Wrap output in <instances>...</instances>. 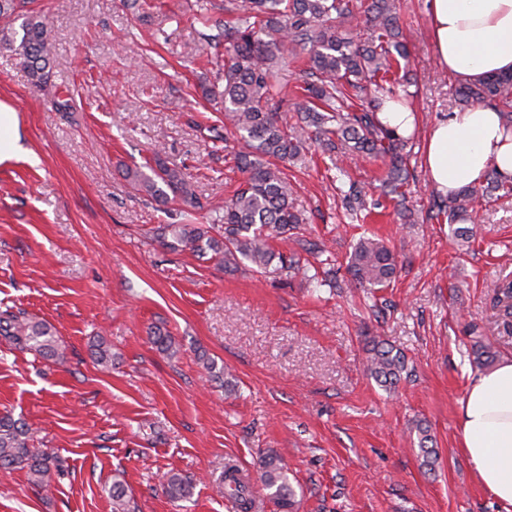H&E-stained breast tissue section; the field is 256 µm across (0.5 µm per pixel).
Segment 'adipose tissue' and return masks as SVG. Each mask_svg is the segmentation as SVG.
Wrapping results in <instances>:
<instances>
[{
	"mask_svg": "<svg viewBox=\"0 0 512 512\" xmlns=\"http://www.w3.org/2000/svg\"><path fill=\"white\" fill-rule=\"evenodd\" d=\"M429 38L437 65L461 82L512 73V0H430ZM501 123L496 110L481 105L436 123L423 159L430 185L446 195L493 170L512 177V138ZM460 448L502 512H512V356L471 376Z\"/></svg>",
	"mask_w": 512,
	"mask_h": 512,
	"instance_id": "1",
	"label": "adipose tissue"
}]
</instances>
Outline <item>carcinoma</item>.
Returning <instances> with one entry per match:
<instances>
[{"instance_id":"1","label":"carcinoma","mask_w":512,"mask_h":512,"mask_svg":"<svg viewBox=\"0 0 512 512\" xmlns=\"http://www.w3.org/2000/svg\"><path fill=\"white\" fill-rule=\"evenodd\" d=\"M28 0H0V51H10L26 69L38 90L50 84L51 61L55 53L52 23L47 15L24 11ZM238 17L218 35L205 36L203 52L224 46L223 84L202 88L207 97L224 102V125L233 129L234 160L244 174L232 197L224 202V213L217 223L224 235L217 239L197 224H161L155 240L171 252L190 251L211 255L226 269L242 265L260 274L281 276L288 272L308 273L314 265L300 254L275 250L272 241L286 239L305 223L293 205V185L285 163L298 157L304 140L297 128L288 124V99L273 94L274 64L306 54L304 103L294 104L297 123L310 129L309 139L324 153L343 156L372 155L389 159L383 183L396 206L405 207L400 188L408 180L407 163L411 138L390 135L377 113L382 98L373 96L354 107L353 98L383 88L393 63L406 61L409 52L402 40L397 0H236ZM362 15L371 31L359 41L346 24ZM23 16L20 30L12 21ZM460 107L485 105L503 116L512 130V74L486 77L464 83L455 89ZM126 178L132 187L163 202H176L186 210L202 208L194 184L178 167H171L156 154L143 167L129 168ZM512 190V179L490 171L480 186H465L445 199L434 201L436 213L429 218L446 217L450 224L472 221L477 205L489 204L497 193ZM343 201L351 212L366 209L363 191L355 181L348 182ZM397 261L393 251L379 238L361 237L347 259L346 272L361 288L379 290L390 286ZM494 306L499 310L506 332L512 331V278L506 276L493 286ZM473 363L480 368L494 364L491 345L475 326L468 328ZM0 341L20 350H34L45 358L61 360L64 351L55 331L43 321L13 313L0 315ZM152 343L171 356L178 352L173 337L157 332ZM367 370L383 386H394L406 362L403 355L376 342L367 358ZM29 430L6 414L0 416V471H26L30 484L40 491L51 486L52 456L30 446ZM263 485L272 491L283 508L290 506L292 487L288 468L273 454L258 464ZM169 493L181 497L190 483L176 475H164ZM224 491L239 512L252 509V482L234 464L224 468ZM112 512H132L125 485L116 480L109 489Z\"/></svg>"}]
</instances>
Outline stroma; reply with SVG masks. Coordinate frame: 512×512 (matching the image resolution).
<instances>
[{"label":"stroma","mask_w":512,"mask_h":512,"mask_svg":"<svg viewBox=\"0 0 512 512\" xmlns=\"http://www.w3.org/2000/svg\"><path fill=\"white\" fill-rule=\"evenodd\" d=\"M34 0L53 22L51 82L76 110L55 111L10 52H0V100L18 111L21 138L38 164H0V312L48 323L64 361L0 344V415L30 428L32 445L60 471L48 492L22 471L0 474V512H112L123 481L137 512H234L224 466L255 471L273 452L289 469L294 512H500L459 448V414L472 362L474 324L498 356L491 285L512 273V196L478 209L471 243L426 219L437 191L414 140L404 187L411 217L381 194L382 159L343 167L368 208L347 212L317 147L288 172L307 224L300 239L326 244L337 264L360 237L382 239L399 266L389 288L367 298L340 275L313 289L303 274L272 279L215 260L172 253L151 238L160 224L212 226L241 182L225 151L224 106L202 83L214 69L194 54L205 28L198 0ZM427 0H399L410 51L409 85H394L430 129L457 105V81L440 70L428 37ZM182 169L203 210L189 218L135 191L124 168L153 155ZM174 337L169 357L152 331ZM104 338L111 371L91 344ZM407 359L395 391L365 368L372 340ZM439 459L424 464L417 425ZM191 477L174 499L161 474Z\"/></svg>","instance_id":"35a3bbf8"}]
</instances>
